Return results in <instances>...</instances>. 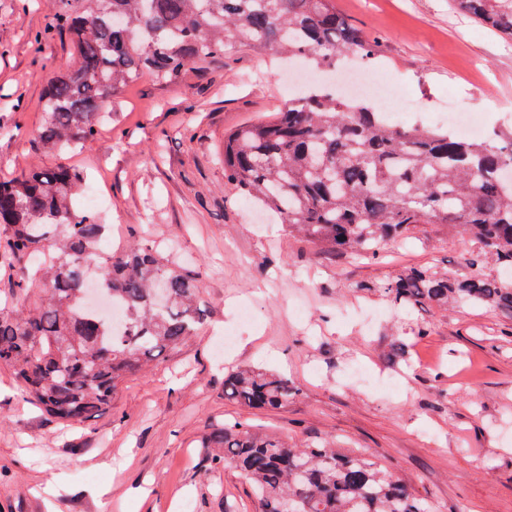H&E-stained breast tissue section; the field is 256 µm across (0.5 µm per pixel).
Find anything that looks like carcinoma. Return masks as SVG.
Instances as JSON below:
<instances>
[{"instance_id":"cac0c4a2","label":"carcinoma","mask_w":512,"mask_h":512,"mask_svg":"<svg viewBox=\"0 0 512 512\" xmlns=\"http://www.w3.org/2000/svg\"><path fill=\"white\" fill-rule=\"evenodd\" d=\"M479 23L512 38V0H455ZM49 27L66 32L75 63L49 83L37 143L47 153L86 146L103 107L143 74L175 78L191 61L240 46L274 49L333 67L375 45L334 0H62ZM224 176L238 193L281 216L291 231L328 252L375 257L424 224L461 228L476 250L469 272L407 269L374 289L400 309L492 307L512 316V127L482 141L445 127H405L362 100L308 89L269 121L224 136ZM83 174L68 164L0 180V260L12 265L16 314L0 308V365L25 398L54 419L84 423L112 408L139 371L193 336L202 323L198 275L170 266L147 243L100 260L97 290L124 309V333L83 297L86 261L106 225L73 198ZM490 260L492 276L475 270ZM41 289L29 294L33 279ZM295 391L276 373H224V398L280 409ZM210 469L231 468L261 512H435L369 456L315 440L291 446L234 422L204 440Z\"/></svg>"}]
</instances>
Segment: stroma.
Returning a JSON list of instances; mask_svg holds the SVG:
<instances>
[{
    "label": "stroma",
    "mask_w": 512,
    "mask_h": 512,
    "mask_svg": "<svg viewBox=\"0 0 512 512\" xmlns=\"http://www.w3.org/2000/svg\"><path fill=\"white\" fill-rule=\"evenodd\" d=\"M335 3L376 44L374 56L348 55L340 68L395 76L415 105L408 124L431 125L459 103L485 130L512 125V40L455 0ZM59 6L0 0V179L81 168L106 196L99 215L113 252L133 242L169 249L198 273L206 321L84 424L24 402L0 367V512H259L234 470L204 467V436L234 421L293 443L326 437L363 450L437 512H512V317L457 306L421 315L353 290L411 267L461 272L474 248L467 236L429 224L358 260L318 250L245 202L224 175V135L273 118L302 78L248 47L190 63L167 83L143 75L84 149L41 151L44 91L72 62L67 34L42 33ZM244 303L255 323L239 324ZM228 330L237 344L221 362L215 348ZM396 337L405 353L392 365ZM352 363L393 376L398 391L342 384ZM238 366L285 376L297 393L277 410L228 402L224 372Z\"/></svg>",
    "instance_id": "35a3bbf8"
}]
</instances>
